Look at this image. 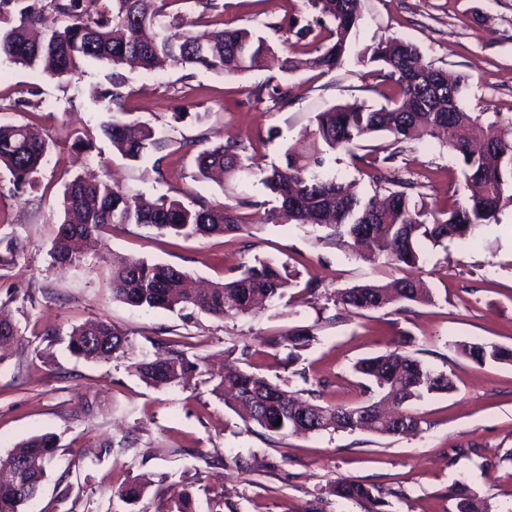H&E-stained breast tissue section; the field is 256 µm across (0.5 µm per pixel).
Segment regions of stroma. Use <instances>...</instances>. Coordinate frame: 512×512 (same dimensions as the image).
Returning a JSON list of instances; mask_svg holds the SVG:
<instances>
[{
    "label": "stroma",
    "mask_w": 512,
    "mask_h": 512,
    "mask_svg": "<svg viewBox=\"0 0 512 512\" xmlns=\"http://www.w3.org/2000/svg\"><path fill=\"white\" fill-rule=\"evenodd\" d=\"M223 3L220 14L193 17L196 30L217 22L247 28L280 58L310 57L312 45L286 43L285 33L266 27L273 19L309 18L306 0ZM360 14L342 64L329 72L289 73L272 65L236 76L192 75L172 67L157 83L144 71L126 72L125 119L163 129L169 139L157 168L122 159L96 134L108 114L90 94L108 86L111 65L90 61L78 76L50 79L0 61V124L28 125L51 145L34 187L16 188L0 169V240L24 246L15 264L0 268V312L23 335L0 363V456L36 434L53 433L60 445L24 512H157L163 499L185 490L197 512H209L217 496L224 512H366V505L329 493L340 477L394 489L385 512H458L454 487L461 480L490 512H512V364L481 366L461 351L476 341L512 347V206L471 241L422 244L413 274L432 288L433 302L363 314L335 306L334 292L390 282L403 276L401 266L356 257L316 225L265 220L275 201L261 183L262 170L282 161L317 113L355 102L378 108L395 97L396 87L367 59L383 40L409 41L424 62L461 77L465 111L487 120L512 117V0H360ZM283 82L295 87L285 107L252 96L256 87ZM88 131L91 147L74 149ZM202 134L240 143L251 172L218 183L199 177ZM397 164L421 182L428 201L466 196L457 161L436 140L412 143ZM89 173L147 197L166 193L186 203L232 206L247 198L244 220L259 230L252 237L185 238L116 224L91 263L52 265L48 251L63 185ZM116 255L171 264L205 282L231 279L241 265L270 259L301 280L317 281L320 290L309 297L295 288L232 319L145 310L113 299L109 269ZM99 318L128 332L127 352L107 361L72 356L69 332ZM298 327L315 339L290 365L283 340ZM159 339L208 357L216 369L232 361L289 389L319 390L325 404L371 403L353 365L394 349L447 375L453 388L409 404L423 421L414 435H280L246 426L204 378L186 387L143 383L131 365L154 356ZM106 441L112 448L104 453ZM141 478L151 484L138 503L118 499L122 485ZM62 480L73 487L66 500L58 495Z\"/></svg>",
    "instance_id": "stroma-1"
}]
</instances>
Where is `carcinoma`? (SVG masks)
Returning a JSON list of instances; mask_svg holds the SVG:
<instances>
[{"label":"carcinoma","instance_id":"carcinoma-1","mask_svg":"<svg viewBox=\"0 0 512 512\" xmlns=\"http://www.w3.org/2000/svg\"><path fill=\"white\" fill-rule=\"evenodd\" d=\"M312 19L296 17L264 27L292 33L303 40L328 31L331 42L315 49L304 61L311 68L331 71L342 62L348 37L360 19L359 0H307ZM14 6L11 11L8 6ZM53 13L59 24L41 32L45 12ZM193 22L175 16L166 20L159 0H0V59L38 71L50 78L73 76L89 60L106 61L116 68L110 86L93 94L95 103L110 113L100 125L101 134L123 157L141 161L162 151L168 140L152 127L134 129L117 116L125 79L118 69L135 64L147 71L164 64L193 72L235 75L261 67L272 53L267 41L247 28H219L205 41L193 34ZM383 78L399 89V97L386 106L345 104L318 113L302 136L303 148L286 149L284 162L271 166L263 179L279 206L275 219L285 214L288 221L315 224L329 229L328 237L344 246L363 244L377 258L409 268L418 265L424 242L442 246L450 238H464L483 226L497 222V215L512 204V118L484 123L480 116L459 104L460 79L423 62L417 48L402 39L380 43L371 55ZM295 87L285 83L272 89L273 105L284 107ZM385 132L393 136L394 148L371 161L354 149L370 136ZM439 138L460 165L470 195L462 204L439 207L417 191L419 184L404 178L395 166L404 145ZM241 145L217 142L197 155L202 177L214 171L225 175L245 173ZM50 151L48 141L34 136L21 124L0 125V167L25 187ZM347 154L351 164L368 168L366 175L375 189H384L383 201L361 196L340 182L331 171L337 155ZM249 205L242 198L236 205H192L168 194L147 198L130 195L95 178L76 177L64 185L63 218L49 251L55 265L85 260L103 230L113 224H139L161 233L184 237L223 235L250 228L239 213ZM298 275L285 265L256 260L239 275L207 290L190 285L186 271L162 263L115 255L112 257V296L133 307L199 311L218 318L247 314L259 299L281 298L297 285ZM432 289L419 279L402 277L389 284L363 283L334 293L333 302L356 311H372L389 304L428 303ZM20 341L12 322L0 330V355ZM314 341L306 329L288 333L287 358L295 362ZM128 334L106 321H92L72 331L70 353L84 360L117 357L125 353ZM163 353L131 365L148 385L177 386L203 373L204 357L189 356L180 345L156 340ZM478 364L512 362V349L491 342L462 347ZM355 371L375 391L395 401V410L405 423L396 428L378 419L375 404L356 407L325 405L319 391L308 388L301 401L267 376L229 367L216 378L212 391L245 412V420L268 432L290 435L324 431L359 430L360 413L375 420L373 431L383 436L412 435L421 430L422 420L403 409L426 395L452 390L450 379L432 371L406 352L393 350L364 358ZM59 448L56 437L39 434L20 445V450L0 458V469L15 462L25 464L19 479L0 481V512H20L35 498L46 475L45 465ZM147 488L144 481L118 489L124 502L139 501ZM331 493L338 498L367 502L370 512H382L385 492L378 487L338 478ZM458 512H488L487 505L468 487L456 484Z\"/></svg>","mask_w":512,"mask_h":512}]
</instances>
